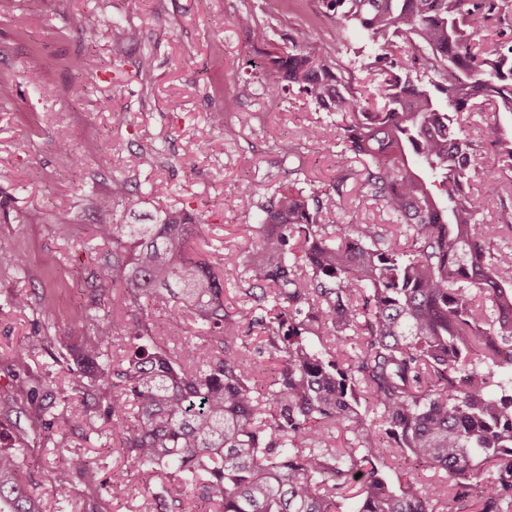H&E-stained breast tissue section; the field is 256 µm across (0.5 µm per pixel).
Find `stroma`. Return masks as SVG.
Wrapping results in <instances>:
<instances>
[{
  "label": "stroma",
  "instance_id": "obj_1",
  "mask_svg": "<svg viewBox=\"0 0 512 512\" xmlns=\"http://www.w3.org/2000/svg\"><path fill=\"white\" fill-rule=\"evenodd\" d=\"M39 12L43 26L17 32L13 20ZM94 34L79 32L83 15ZM248 23L225 27L226 18ZM306 36L323 52H339L360 84L374 54L354 29L338 32L318 16L312 0H0V81L13 84L0 100V201L20 213L0 223L28 259L25 273L0 254V448L26 451L24 472L43 512H136L153 481L116 449L112 421L96 397H85V379L69 345L34 352V336L89 334L74 311L87 305L90 284L101 273L92 202L113 178L142 195L145 209L184 208L203 226L189 248L214 262L254 248L261 205L275 190L314 197L340 185L334 214L358 212L387 227L402 248L413 236L379 202L358 189L360 163L336 166L343 152V112L318 110L298 90L270 99L260 85L263 50L287 46L288 35ZM154 80L139 76L142 61ZM38 72V81L27 78ZM82 83L81 99L71 86ZM491 110L460 117L473 141L478 173L471 195L480 223L499 225L491 252L512 251V182L487 177L495 150L482 137ZM68 139L80 164L55 145ZM27 296L24 308L11 305ZM20 415L10 424L7 412ZM90 460L96 477L76 473ZM70 480L68 501L54 495L57 477Z\"/></svg>",
  "mask_w": 512,
  "mask_h": 512
}]
</instances>
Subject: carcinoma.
<instances>
[{
  "instance_id": "1",
  "label": "carcinoma",
  "mask_w": 512,
  "mask_h": 512,
  "mask_svg": "<svg viewBox=\"0 0 512 512\" xmlns=\"http://www.w3.org/2000/svg\"><path fill=\"white\" fill-rule=\"evenodd\" d=\"M316 15L355 28L378 48L363 90L338 59L307 38L266 50L256 64L267 95L295 87L317 109L348 112L338 167L363 165L359 187L413 230V249L391 244L381 224L354 212L322 223L331 193L278 190L262 205L256 249L222 259L224 275L193 257L197 226L185 209L140 211L142 198L112 179L94 207L105 251L101 282L74 319L96 327L78 355L86 387L112 395L118 450L159 478L138 512H436L444 499H474L475 512L512 509V252L492 254L498 226L480 223L469 182L476 152L459 114L484 106L512 115V0H315ZM412 46L404 58L401 44ZM429 74L432 89L422 85ZM496 149L492 179L512 178V130L486 125ZM248 275L269 287L253 320L264 343L238 344L224 280ZM135 315L100 314L108 287ZM162 310L205 329L201 340L162 346L141 315ZM131 347L118 362L109 345ZM312 333L325 340L317 352ZM358 339L352 356L331 346ZM277 359L268 375L261 356ZM271 380L263 392L259 382ZM369 395L386 445L373 444L360 412ZM344 427L356 447L338 450ZM442 470L448 484L394 488L388 457ZM24 448H0V512H41L23 470Z\"/></svg>"
}]
</instances>
